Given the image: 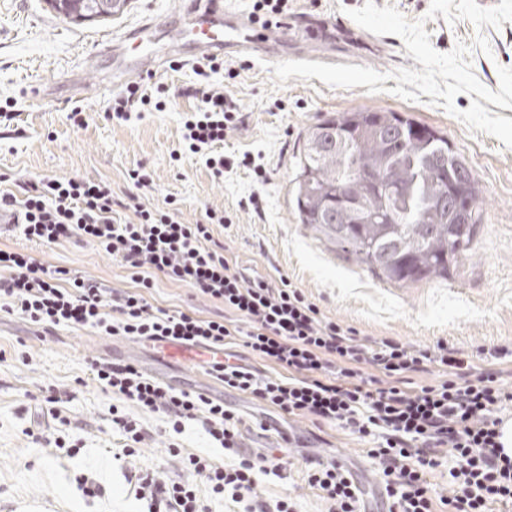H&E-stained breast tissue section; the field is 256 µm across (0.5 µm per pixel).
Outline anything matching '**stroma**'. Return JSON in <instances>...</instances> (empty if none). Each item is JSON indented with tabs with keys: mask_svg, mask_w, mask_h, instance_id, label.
<instances>
[{
	"mask_svg": "<svg viewBox=\"0 0 512 512\" xmlns=\"http://www.w3.org/2000/svg\"><path fill=\"white\" fill-rule=\"evenodd\" d=\"M374 2L380 8L396 7L408 20L425 19L438 52H450L460 42L469 45L473 73L489 89L498 87L499 68H512L510 22L479 28L466 20L427 19L431 0ZM364 3L292 0L288 19L333 23L337 57L388 74L387 91L335 88L316 78L293 77L280 85L269 62L237 57L229 63L238 67V77L229 80L218 72L206 78L199 75L197 61L175 56L153 76L154 83L168 90L166 109L113 123L103 118L109 99L96 82H88L84 94H77L69 68L90 59L98 72L111 73L113 37L147 19L162 31L182 24L186 0H128L112 16L78 21L59 14L51 0H0V101L14 103L11 118L0 116V174L9 177L0 183V192L15 191L19 179L83 177L110 182L117 196L138 192L150 208L175 204L188 224L203 221L207 210L224 212L231 222L215 227L214 235L233 261L275 283L288 279L326 317L355 328L361 339H395L415 349L443 339L475 365L501 369L503 383H512V148L470 130L441 106L392 94V72L415 70L419 64L397 36L381 35L369 44L368 31L348 15ZM208 83L222 88L243 116L239 128L224 140L225 157L250 153L265 168V181L237 166L217 179L197 156L182 155L184 117L198 104L196 89ZM34 86L41 90L37 107L29 101ZM76 106L86 116L79 129L67 118ZM359 109L398 112L439 130L475 175L482 189V222L472 250L448 277L411 284L381 280L327 250L299 224L291 189L307 129L328 115ZM140 165L148 167L153 183L138 189L128 173ZM254 195L261 198L262 211L251 205ZM0 248L30 252L45 265L95 278L108 288L134 286L130 271L93 245L44 247L11 232L0 237ZM148 298L170 311L203 317L224 312L222 304L161 276ZM109 345L125 348V361L145 375L237 409L246 420L240 438L244 451L275 445L279 433L286 431L301 440L306 454L337 457L366 490H375L374 468L363 453V441L341 428L317 427L301 417L283 421L274 409L224 388L203 371L159 363L149 343L101 336L88 326L48 330L0 312V512H154L150 499L137 496L130 475L150 472L167 482L181 480L182 459L190 454L224 464L223 449L212 447L199 424H188L174 437L158 414L129 404L125 413L148 428L151 437L133 456L122 457L125 439L112 426L116 400L101 390L89 370L91 360L105 358ZM51 387L62 397L55 418L41 411ZM42 432L63 439L65 448L36 441ZM76 442L81 451L74 454L69 446ZM174 442L179 445L175 452L170 449ZM84 479L100 483L101 494L86 495L79 486ZM259 491L268 500L294 497L298 512L325 508L297 466L278 477H263Z\"/></svg>",
	"mask_w": 512,
	"mask_h": 512,
	"instance_id": "stroma-1",
	"label": "stroma"
}]
</instances>
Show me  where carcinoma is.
Returning a JSON list of instances; mask_svg holds the SVG:
<instances>
[{"label":"carcinoma","mask_w":512,"mask_h":512,"mask_svg":"<svg viewBox=\"0 0 512 512\" xmlns=\"http://www.w3.org/2000/svg\"><path fill=\"white\" fill-rule=\"evenodd\" d=\"M101 0H72L67 16L114 14ZM416 128L423 134H413ZM343 136L347 146L336 148ZM293 203L299 223L328 249L397 283L446 278L472 249L481 190L467 164L438 130L397 112H339L310 126L297 162ZM381 178L369 188L371 221L344 224L336 195L361 190L356 171Z\"/></svg>","instance_id":"1"}]
</instances>
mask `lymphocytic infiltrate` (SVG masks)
I'll use <instances>...</instances> for the list:
<instances>
[{"label":"lymphocytic infiltrate","mask_w":512,"mask_h":512,"mask_svg":"<svg viewBox=\"0 0 512 512\" xmlns=\"http://www.w3.org/2000/svg\"><path fill=\"white\" fill-rule=\"evenodd\" d=\"M165 94L161 85L149 93L141 83L128 84L105 116L126 122L136 107L164 110ZM198 94L200 105L184 122V151L202 157L217 178L237 163L254 168L250 154L236 163L218 151L240 122L223 91L207 85ZM22 188L20 199L1 192L0 208L18 215L26 240L40 246L95 244L130 270L137 288L110 292L28 252L1 248V312L46 328L89 326L105 336L208 350L225 349L228 339L242 337L244 348L283 369V376L228 361L211 363L210 374L283 414L334 424L367 441L381 512H512V456L500 441L512 387L502 384L500 370L475 366L443 340L423 350L390 339L369 346L355 328L325 317L290 281L246 276L214 237V226L230 221L224 213L210 209L203 222L186 224L177 209L148 208L134 194L114 201L103 180L43 177ZM157 273L223 303L237 324L153 306L145 292ZM433 366L439 380L413 383L414 375ZM89 368L102 391L160 414L177 435L188 423H199L213 444L237 457L217 465L188 455L186 480L137 479L141 496L165 512H205L194 484L200 476L212 494L242 505L244 512H296L292 499L270 501L259 492L263 476L292 468L293 452L240 456L242 420L223 403L147 379L130 363L94 360ZM442 466L453 487L448 496L428 480ZM304 479L327 512H371L357 475L340 461L306 458Z\"/></svg>","instance_id":"1"}]
</instances>
